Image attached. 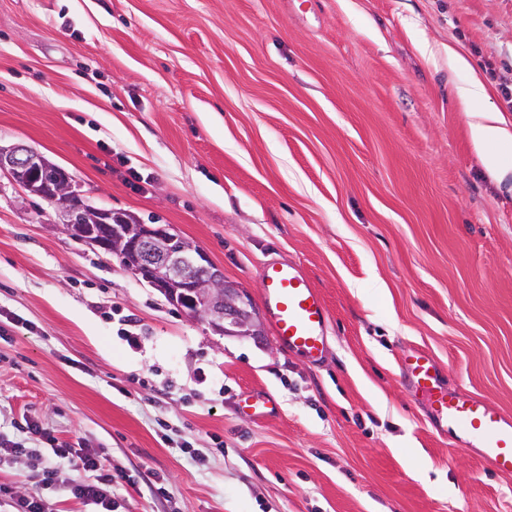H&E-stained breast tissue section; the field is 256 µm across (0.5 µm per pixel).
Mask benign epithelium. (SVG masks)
<instances>
[{
  "label": "benign epithelium",
  "mask_w": 512,
  "mask_h": 512,
  "mask_svg": "<svg viewBox=\"0 0 512 512\" xmlns=\"http://www.w3.org/2000/svg\"><path fill=\"white\" fill-rule=\"evenodd\" d=\"M51 166L44 155L26 145H0V173L7 174L24 195L44 198L65 234L117 257L132 276L160 292L172 306L188 308L214 333L263 341V322L250 293L228 280L203 248L170 224H145L129 211L89 204L66 172L53 185L36 179Z\"/></svg>",
  "instance_id": "obj_1"
}]
</instances>
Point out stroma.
I'll return each mask as SVG.
<instances>
[{
    "label": "stroma",
    "mask_w": 512,
    "mask_h": 512,
    "mask_svg": "<svg viewBox=\"0 0 512 512\" xmlns=\"http://www.w3.org/2000/svg\"><path fill=\"white\" fill-rule=\"evenodd\" d=\"M489 61L512 77V0H0L1 144L173 225L254 302L265 262L299 264L331 315L317 365L217 335L0 176V437L37 451H0V484L98 512L62 442L98 451L117 512H512V474L400 376L425 349L512 414V174L469 134L483 109L512 129ZM448 58L455 68L470 71L468 83L458 90V96L462 104L467 106L476 100H480L485 95V86L478 74L474 70L471 71L472 67L469 61L453 49H449Z\"/></svg>",
    "instance_id": "35a3bbf8"
}]
</instances>
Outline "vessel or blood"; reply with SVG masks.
I'll use <instances>...</instances> for the list:
<instances>
[{
    "label": "vessel or blood",
    "mask_w": 512,
    "mask_h": 512,
    "mask_svg": "<svg viewBox=\"0 0 512 512\" xmlns=\"http://www.w3.org/2000/svg\"><path fill=\"white\" fill-rule=\"evenodd\" d=\"M262 280L263 305L277 339L289 352L318 363L326 352L330 321L320 293L292 262L265 263ZM401 374L439 435L459 438L488 469L512 473L511 414L491 410L480 396L443 384L436 359L425 350H413Z\"/></svg>",
    "instance_id": "1"
}]
</instances>
